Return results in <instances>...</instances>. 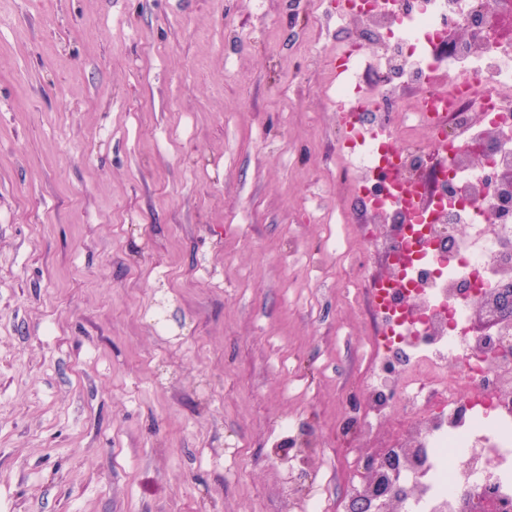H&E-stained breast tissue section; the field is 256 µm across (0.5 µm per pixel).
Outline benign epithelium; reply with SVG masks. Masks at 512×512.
Returning <instances> with one entry per match:
<instances>
[{
	"mask_svg": "<svg viewBox=\"0 0 512 512\" xmlns=\"http://www.w3.org/2000/svg\"><path fill=\"white\" fill-rule=\"evenodd\" d=\"M512 298V277L507 276L494 289L484 292L481 302L473 308V316L485 322L512 320V306L507 308L504 303ZM413 461V453L407 449L402 456L390 454H371L364 459L365 476L363 484L365 492L349 499L345 504V512H369L370 501H376L378 512H402L406 494L392 484L383 480V472L397 469L401 465Z\"/></svg>",
	"mask_w": 512,
	"mask_h": 512,
	"instance_id": "obj_1",
	"label": "benign epithelium"
}]
</instances>
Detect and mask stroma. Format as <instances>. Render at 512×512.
<instances>
[{"label": "stroma", "mask_w": 512, "mask_h": 512, "mask_svg": "<svg viewBox=\"0 0 512 512\" xmlns=\"http://www.w3.org/2000/svg\"><path fill=\"white\" fill-rule=\"evenodd\" d=\"M343 37L306 0H0V512L361 481L384 256L337 186Z\"/></svg>", "instance_id": "35a3bbf8"}]
</instances>
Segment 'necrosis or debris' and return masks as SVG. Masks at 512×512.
I'll use <instances>...</instances> for the list:
<instances>
[{
    "instance_id": "4bbe7bcc",
    "label": "necrosis or debris",
    "mask_w": 512,
    "mask_h": 512,
    "mask_svg": "<svg viewBox=\"0 0 512 512\" xmlns=\"http://www.w3.org/2000/svg\"><path fill=\"white\" fill-rule=\"evenodd\" d=\"M346 36L353 62L330 95L402 142H341L342 185L376 223L398 224L375 285L376 376L351 399L345 425L414 465L390 472L409 512H465L492 486L512 500V363L499 337L476 329L482 289L512 272V0L486 15L481 0H313ZM460 368L448 376V362ZM400 415L382 431L386 413ZM493 469H486V460Z\"/></svg>"
}]
</instances>
